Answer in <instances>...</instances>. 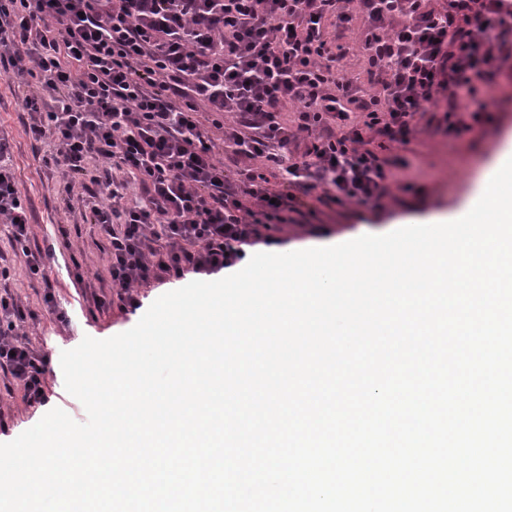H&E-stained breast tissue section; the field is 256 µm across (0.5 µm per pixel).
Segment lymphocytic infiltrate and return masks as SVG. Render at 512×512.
<instances>
[{
    "mask_svg": "<svg viewBox=\"0 0 512 512\" xmlns=\"http://www.w3.org/2000/svg\"><path fill=\"white\" fill-rule=\"evenodd\" d=\"M0 0V74L36 88L21 99L33 139L52 138L62 193L81 188L90 221L107 242L111 296L98 309H138V291L186 275L235 266L246 248L276 244L295 224L303 197L319 204H379L389 162L374 137L407 143L417 113L459 137L512 76V0ZM360 13L364 49L379 93L363 95L336 75L324 37L329 17ZM53 106H46V99ZM295 105V126L281 119ZM363 120L330 127L350 111ZM233 124H225V114ZM238 157L277 166L242 169L233 188L210 128ZM139 193L131 203L129 186ZM107 191L112 205L99 202ZM32 208L0 137V223L26 269L45 273L48 254L31 245ZM20 301L0 295V372L27 405L47 399V362L18 324Z\"/></svg>",
    "mask_w": 512,
    "mask_h": 512,
    "instance_id": "lymphocytic-infiltrate-1",
    "label": "lymphocytic infiltrate"
}]
</instances>
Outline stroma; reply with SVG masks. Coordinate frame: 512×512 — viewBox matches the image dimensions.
Instances as JSON below:
<instances>
[{"instance_id": "35a3bbf8", "label": "stroma", "mask_w": 512, "mask_h": 512, "mask_svg": "<svg viewBox=\"0 0 512 512\" xmlns=\"http://www.w3.org/2000/svg\"><path fill=\"white\" fill-rule=\"evenodd\" d=\"M326 33L340 47V77L367 93H377L379 87L369 81L363 54L361 20H353L344 32L330 26ZM27 91L26 85L0 75V136L11 145L18 187L31 202L35 241L40 247L51 245L56 250L54 260L47 263V271L66 303L60 314L46 311L41 278L30 275L15 257L7 228L0 223V269L9 270L8 277H0V291L9 290L20 299L27 312L23 330L36 352L49 360L48 399L41 406H27L21 391L7 392L5 379L0 376V409L9 417L8 429L0 431V443L15 439L56 407L75 421H85L83 405L65 389L61 352L75 348L87 336L101 340L125 332L142 316L141 310L101 313L82 297V288L99 285L97 277L104 272L102 250L106 241L96 226L84 220L80 196H73L68 202L59 196L58 173L43 162L44 156L50 153L49 145L33 141L25 131L20 100ZM490 97L491 112L485 113L482 122L461 138L435 131L429 124V113L421 112L415 117L414 133L408 144L402 146L375 139L371 147L380 158L404 161L403 166L394 170L382 206L375 209L346 206L333 210L317 207L305 227L290 229L288 247L296 251L340 244L349 235H381L424 223L433 216H457L468 203L485 163L499 152L506 136L512 134V81L500 82ZM58 224L67 225L68 239L55 237L54 227ZM76 268L83 275V284H76L72 276Z\"/></svg>"}]
</instances>
